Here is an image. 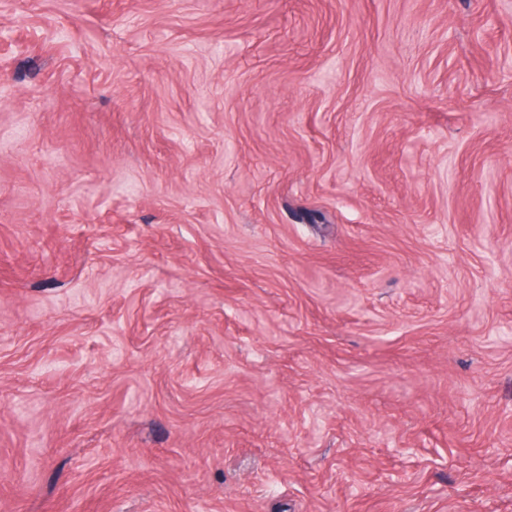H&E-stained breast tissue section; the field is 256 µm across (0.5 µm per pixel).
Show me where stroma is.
I'll return each instance as SVG.
<instances>
[{
	"label": "stroma",
	"mask_w": 512,
	"mask_h": 512,
	"mask_svg": "<svg viewBox=\"0 0 512 512\" xmlns=\"http://www.w3.org/2000/svg\"><path fill=\"white\" fill-rule=\"evenodd\" d=\"M0 512H512V0H0Z\"/></svg>",
	"instance_id": "obj_1"
}]
</instances>
